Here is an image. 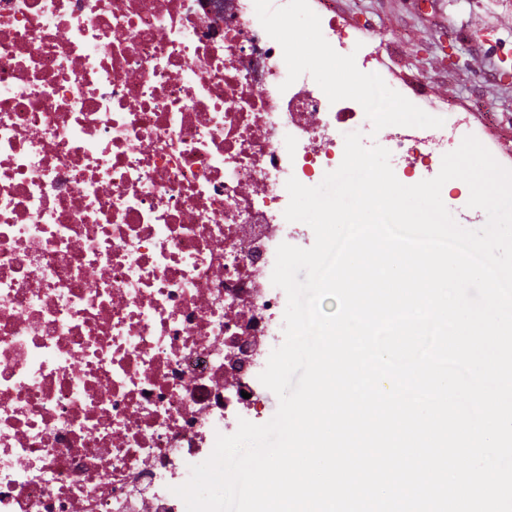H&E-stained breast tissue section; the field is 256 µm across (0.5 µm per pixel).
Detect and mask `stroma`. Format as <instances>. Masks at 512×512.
I'll return each instance as SVG.
<instances>
[{
	"label": "stroma",
	"mask_w": 512,
	"mask_h": 512,
	"mask_svg": "<svg viewBox=\"0 0 512 512\" xmlns=\"http://www.w3.org/2000/svg\"><path fill=\"white\" fill-rule=\"evenodd\" d=\"M336 12L357 26L373 29L375 58L423 104L415 120L440 104L449 120L468 123L494 146L495 159L512 168V9L504 0H336ZM303 38L297 59L307 64L311 82L331 88L329 66L313 62L315 29L304 13L288 18ZM453 49L457 64L445 51Z\"/></svg>",
	"instance_id": "1"
}]
</instances>
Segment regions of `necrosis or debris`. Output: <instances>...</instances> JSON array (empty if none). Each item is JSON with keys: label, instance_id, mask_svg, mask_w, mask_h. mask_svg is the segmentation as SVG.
<instances>
[{"label": "necrosis or debris", "instance_id": "necrosis-or-debris-1", "mask_svg": "<svg viewBox=\"0 0 512 512\" xmlns=\"http://www.w3.org/2000/svg\"><path fill=\"white\" fill-rule=\"evenodd\" d=\"M0 0V512H186L173 494L278 343L266 280L300 183L335 170L327 96L289 62L370 45L326 0ZM413 101L385 141L426 168Z\"/></svg>", "mask_w": 512, "mask_h": 512}]
</instances>
